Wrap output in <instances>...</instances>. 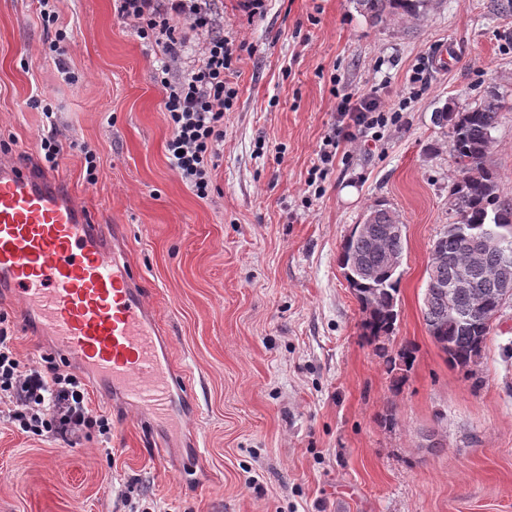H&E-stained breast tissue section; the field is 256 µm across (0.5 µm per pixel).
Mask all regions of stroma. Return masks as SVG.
Segmentation results:
<instances>
[{
  "label": "stroma",
  "instance_id": "obj_1",
  "mask_svg": "<svg viewBox=\"0 0 512 512\" xmlns=\"http://www.w3.org/2000/svg\"><path fill=\"white\" fill-rule=\"evenodd\" d=\"M243 4L212 2L244 47L201 199L168 158L163 51L114 0H53L51 22L38 0H0V147L40 165L56 129L54 172L124 225L186 390L146 426L86 379L108 427L73 438L0 414V512H512V305L469 379L421 314L457 175L436 112L503 96L488 163L512 199V0H434L391 26L352 0H266L252 18ZM369 93L394 124L340 141L318 170L336 96ZM377 202L406 250L396 330L374 346L338 257ZM0 329L21 365L59 364L15 303L0 300ZM408 344L397 384L385 358ZM431 430L442 449L426 447Z\"/></svg>",
  "mask_w": 512,
  "mask_h": 512
}]
</instances>
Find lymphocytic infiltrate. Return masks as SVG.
Returning a JSON list of instances; mask_svg holds the SVG:
<instances>
[{"instance_id":"f902f5d3","label":"lymphocytic infiltrate","mask_w":512,"mask_h":512,"mask_svg":"<svg viewBox=\"0 0 512 512\" xmlns=\"http://www.w3.org/2000/svg\"><path fill=\"white\" fill-rule=\"evenodd\" d=\"M118 15L132 22L136 35L162 45L163 70L180 63L191 36H203L196 63L178 81L161 78V106L172 135L167 152L173 169L199 198L211 191L209 163L224 141V114L237 92L229 82L234 71L235 43L216 27L211 0H116ZM338 136L327 139L321 165L332 164L338 139L386 126L388 115L375 97L345 96L336 104ZM27 430L66 435L100 424L92 413L77 375L56 368L23 367L7 336H0V406Z\"/></svg>"}]
</instances>
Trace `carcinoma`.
Masks as SVG:
<instances>
[{
	"instance_id": "obj_1",
	"label": "carcinoma",
	"mask_w": 512,
	"mask_h": 512,
	"mask_svg": "<svg viewBox=\"0 0 512 512\" xmlns=\"http://www.w3.org/2000/svg\"><path fill=\"white\" fill-rule=\"evenodd\" d=\"M355 9L374 25L387 26L399 20H417L432 8L431 0H353ZM504 105L498 93L488 92L475 107H448L435 113L436 124L448 128L450 152L457 177L448 191L455 221L446 225L434 240L427 269L426 298L421 309L427 332L448 363L465 376L473 375L487 346L484 323L471 315L477 296L486 311H497L499 295L495 283L502 271L512 274V200L498 193V174L488 164V154ZM399 217L382 204L370 207L363 222L345 240L339 262L349 287L361 306L363 335L371 341L389 336L399 317L398 266L389 262L403 258L404 237L387 229ZM495 238L506 251L495 249L473 258L464 253L463 239ZM469 280L458 288L457 276ZM412 351L404 349L386 359L389 372L410 366Z\"/></svg>"
}]
</instances>
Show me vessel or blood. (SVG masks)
<instances>
[{"instance_id": "b4317fda", "label": "vessel or blood", "mask_w": 512, "mask_h": 512, "mask_svg": "<svg viewBox=\"0 0 512 512\" xmlns=\"http://www.w3.org/2000/svg\"><path fill=\"white\" fill-rule=\"evenodd\" d=\"M113 235L60 177L0 156V296L18 300L23 323H37L58 353L97 374L113 409L157 419L181 379Z\"/></svg>"}]
</instances>
